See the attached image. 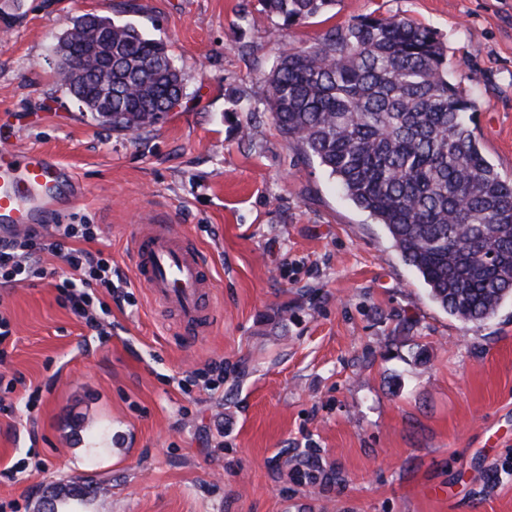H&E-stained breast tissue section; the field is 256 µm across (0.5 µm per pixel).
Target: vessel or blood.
<instances>
[{"label":"vessel or blood","mask_w":512,"mask_h":512,"mask_svg":"<svg viewBox=\"0 0 512 512\" xmlns=\"http://www.w3.org/2000/svg\"><path fill=\"white\" fill-rule=\"evenodd\" d=\"M67 168L51 154L0 146V234L48 219L62 220L85 187L67 181ZM136 279L169 311L189 337L205 334L216 319L208 262L168 225H138L133 240Z\"/></svg>","instance_id":"vessel-or-blood-1"}]
</instances>
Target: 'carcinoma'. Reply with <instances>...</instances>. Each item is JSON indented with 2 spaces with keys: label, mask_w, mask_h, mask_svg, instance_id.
Returning <instances> with one entry per match:
<instances>
[{
  "label": "carcinoma",
  "mask_w": 512,
  "mask_h": 512,
  "mask_svg": "<svg viewBox=\"0 0 512 512\" xmlns=\"http://www.w3.org/2000/svg\"><path fill=\"white\" fill-rule=\"evenodd\" d=\"M292 27L336 0H262ZM57 44L97 79L59 82L114 131L163 122L184 92L163 42L130 23L83 14ZM268 108L286 139L386 228L406 265L448 315L482 321L512 298V180L487 161L471 127L475 98L448 79L445 47L409 18L366 15L289 47L270 71ZM57 485L41 512L95 494Z\"/></svg>",
  "instance_id": "carcinoma-1"
}]
</instances>
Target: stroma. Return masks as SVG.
Returning a JSON list of instances; mask_svg holds the SVG:
<instances>
[{
    "mask_svg": "<svg viewBox=\"0 0 512 512\" xmlns=\"http://www.w3.org/2000/svg\"><path fill=\"white\" fill-rule=\"evenodd\" d=\"M130 22L168 47L185 93L139 133L101 125L58 82L73 18ZM376 13L434 28L475 134L512 179V0H336L283 26L259 0H0V142L49 152L86 187L64 221L103 231L128 283L101 339L54 280L7 289L0 512L92 478L79 512H512V301L462 322L430 299L383 225L287 140L266 77L285 46ZM156 218L209 257L220 318L185 340L134 277ZM224 363L215 392L194 383ZM41 389L27 411V393Z\"/></svg>",
    "mask_w": 512,
    "mask_h": 512,
    "instance_id": "obj_1",
    "label": "stroma"
}]
</instances>
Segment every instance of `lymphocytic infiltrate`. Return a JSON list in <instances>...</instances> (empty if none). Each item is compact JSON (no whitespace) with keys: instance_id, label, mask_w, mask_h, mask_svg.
Here are the masks:
<instances>
[{"instance_id":"1","label":"lymphocytic infiltrate","mask_w":512,"mask_h":512,"mask_svg":"<svg viewBox=\"0 0 512 512\" xmlns=\"http://www.w3.org/2000/svg\"><path fill=\"white\" fill-rule=\"evenodd\" d=\"M100 236L96 224H42L1 238L0 288L43 280L48 275L49 259H61L70 273L54 284L58 303L81 318L94 335H106L96 315L100 296L120 304L130 295L113 279L111 255L101 249L87 250V243L98 241Z\"/></svg>"}]
</instances>
